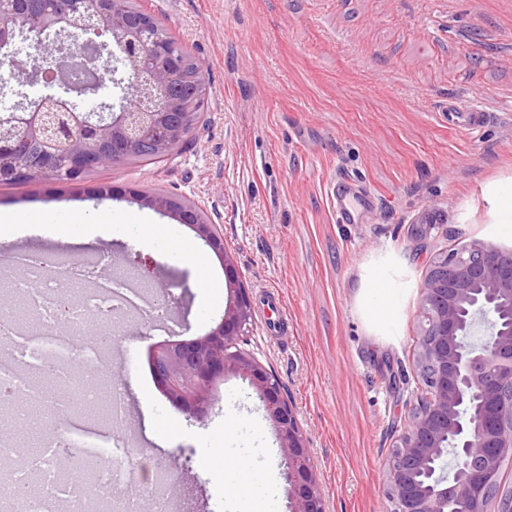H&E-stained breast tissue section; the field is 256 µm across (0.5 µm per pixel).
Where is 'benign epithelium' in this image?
Segmentation results:
<instances>
[{"instance_id":"obj_1","label":"benign epithelium","mask_w":512,"mask_h":512,"mask_svg":"<svg viewBox=\"0 0 512 512\" xmlns=\"http://www.w3.org/2000/svg\"><path fill=\"white\" fill-rule=\"evenodd\" d=\"M22 0H0V66H19L16 28ZM129 0H44L33 27L26 84L51 75L63 94L20 100L0 112V169L10 164L22 179L77 183L91 170L112 167L148 149L163 155L185 140L196 120L193 102L162 91L181 79L179 56L148 19L123 21ZM111 53L124 71L119 109L100 99L117 68L101 71L97 57ZM82 69L73 81L70 71ZM96 100L83 112L80 101ZM194 229L223 258L228 299L205 336L172 345L158 360L163 383L192 379L199 388L228 373L248 380L263 403L284 450L290 512H325L311 450L277 378L241 350H232L253 319L250 297L224 245V236L196 204L179 197L134 195ZM417 366L426 386L388 467L394 512H512V493L499 497L501 465L512 460V250L474 241L435 257L422 286ZM454 456L453 473L444 467Z\"/></svg>"}]
</instances>
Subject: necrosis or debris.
I'll use <instances>...</instances> for the list:
<instances>
[{
    "label": "necrosis or debris",
    "instance_id": "necrosis-or-debris-1",
    "mask_svg": "<svg viewBox=\"0 0 512 512\" xmlns=\"http://www.w3.org/2000/svg\"><path fill=\"white\" fill-rule=\"evenodd\" d=\"M22 266L23 275L11 279L10 286L33 311L40 330L33 337V346L15 352L12 363L0 364V390L48 407L58 421L55 433L30 454L27 466L10 473L8 483L13 493L0 495V506L8 502L19 512H56L60 500L81 494L59 473L62 449L78 446L81 438L80 428L70 415L73 394L67 361L74 351L70 336L81 329L84 320L105 321L98 346L83 352L86 363H96L101 349L110 347L120 332L116 318L124 316L130 305L122 281L74 292L78 279L71 274L68 261H59L62 273L52 278L47 275L46 255H26ZM94 458L89 484L99 497L111 502L112 512H135L133 503L123 495L132 485L140 487L143 495L158 497L157 483L143 482L137 451L126 438H113L111 447L95 449Z\"/></svg>",
    "mask_w": 512,
    "mask_h": 512
}]
</instances>
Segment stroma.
I'll return each mask as SVG.
<instances>
[{
	"label": "stroma",
	"instance_id": "obj_1",
	"mask_svg": "<svg viewBox=\"0 0 512 512\" xmlns=\"http://www.w3.org/2000/svg\"><path fill=\"white\" fill-rule=\"evenodd\" d=\"M199 64L204 105L187 140L152 161H128L75 184L0 186V209L22 220L71 224L81 209L109 224L147 218L169 236L143 245L110 235L84 249L113 272L168 296L177 326L132 318L95 371L80 354L73 381L126 388L132 419L87 408L86 442L127 437L173 512H246L226 505L224 477L203 467L208 449L258 451L270 471L272 512H288L283 452L248 380L207 389L198 418L158 380L161 342L192 340L220 320L224 266L182 260L190 227L141 206L156 189L195 203L217 224L255 309L238 349L280 381L309 441L326 512H393L391 454L422 396L417 367L421 284L436 255L476 239L512 247V223L493 206L512 192V0H134ZM481 106L470 130L445 108ZM370 190L371 208L340 222L333 180ZM396 299L377 314L369 292ZM146 387L131 389V380ZM244 419L225 437L224 414ZM176 424L170 448L146 419Z\"/></svg>",
	"mask_w": 512,
	"mask_h": 512
}]
</instances>
